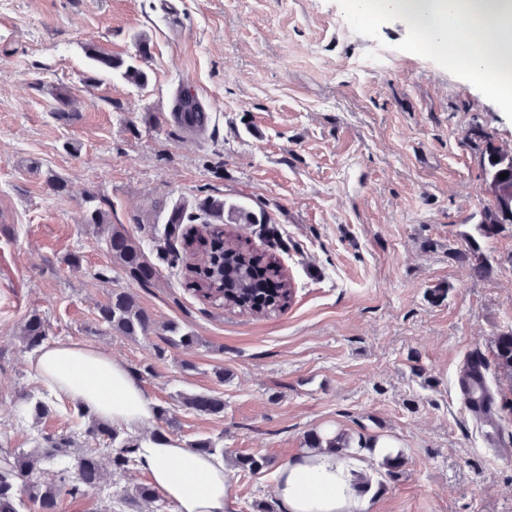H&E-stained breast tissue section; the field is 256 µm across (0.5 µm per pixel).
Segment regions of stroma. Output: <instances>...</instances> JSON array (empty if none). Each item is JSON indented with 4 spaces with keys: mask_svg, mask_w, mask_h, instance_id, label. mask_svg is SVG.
Wrapping results in <instances>:
<instances>
[{
    "mask_svg": "<svg viewBox=\"0 0 512 512\" xmlns=\"http://www.w3.org/2000/svg\"><path fill=\"white\" fill-rule=\"evenodd\" d=\"M139 37L146 88L106 74L87 83V43L125 59ZM53 87L78 98L76 120L56 116ZM183 88L210 113L202 136L171 118ZM475 125L512 145V106L429 56L404 18L362 17L353 0H0V448L85 425L64 398L40 421L12 412L40 393L19 338L36 313L48 343L102 348L140 372L152 405L177 420L169 438L218 439L230 512L274 501L278 468L307 432L336 428L380 434L408 460L393 480L367 457L372 512H512V457L487 448L454 386L464 355L512 327V225L484 247L491 277L448 257L487 202ZM54 178L63 192L49 189ZM205 194L275 218V245L252 225L230 230L280 260L294 286L288 309L216 306L164 267L137 291L154 333L100 325L98 306L131 282L85 224L88 197L145 238L156 200ZM438 287L448 294L435 304ZM171 324L198 344L166 346ZM202 391L223 398L222 415L183 406ZM239 452L272 464L241 473ZM148 480L137 467L107 475L63 510L100 512Z\"/></svg>",
    "mask_w": 512,
    "mask_h": 512,
    "instance_id": "35a3bbf8",
    "label": "stroma"
}]
</instances>
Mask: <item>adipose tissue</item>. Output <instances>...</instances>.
<instances>
[{"instance_id": "1", "label": "adipose tissue", "mask_w": 512, "mask_h": 512, "mask_svg": "<svg viewBox=\"0 0 512 512\" xmlns=\"http://www.w3.org/2000/svg\"><path fill=\"white\" fill-rule=\"evenodd\" d=\"M380 13L429 28L425 50L463 63L474 77L493 37L499 67H512V0H382ZM34 366L57 395L81 404L113 426L135 432L153 417L135 376L107 352L79 343L42 346ZM139 467L173 503L175 512H227L230 488L222 463L172 440L146 439ZM375 477L363 460L305 451L279 468L275 494L282 512H370Z\"/></svg>"}]
</instances>
